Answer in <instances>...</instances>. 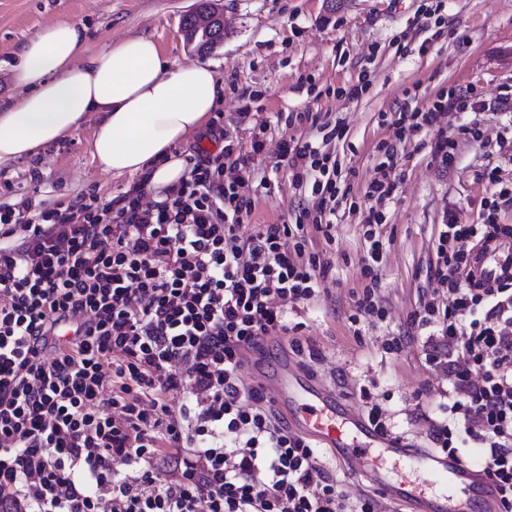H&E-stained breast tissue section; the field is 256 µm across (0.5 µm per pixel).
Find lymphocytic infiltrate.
I'll use <instances>...</instances> for the list:
<instances>
[{
  "mask_svg": "<svg viewBox=\"0 0 512 512\" xmlns=\"http://www.w3.org/2000/svg\"><path fill=\"white\" fill-rule=\"evenodd\" d=\"M472 89L422 106L402 104L406 136L465 111ZM309 137H286L277 159L315 204L294 222L239 229L268 181L265 147L249 151L212 118L216 154L197 149L185 176L145 202L148 176L110 200L80 194L54 209L0 205V512H384L349 496L319 448L277 415L241 369L265 339L290 335L305 353L290 306L314 300L331 269L312 234L332 241L339 196L330 147L345 127L319 112H291ZM368 183L362 273L351 324L381 319L376 294L386 250L381 204L396 188L394 145ZM494 191L483 223L446 215L438 227L437 284L412 315L433 338L430 360L451 384L431 424L437 451L478 453L512 512V283L472 287L476 243L500 232L512 180ZM180 405H171V394Z\"/></svg>",
  "mask_w": 512,
  "mask_h": 512,
  "instance_id": "obj_1",
  "label": "lymphocytic infiltrate"
}]
</instances>
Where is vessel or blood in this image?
Instances as JSON below:
<instances>
[{
	"label": "vessel or blood",
	"mask_w": 512,
	"mask_h": 512,
	"mask_svg": "<svg viewBox=\"0 0 512 512\" xmlns=\"http://www.w3.org/2000/svg\"><path fill=\"white\" fill-rule=\"evenodd\" d=\"M471 272L473 285L481 288L512 280V237L501 233L479 241ZM267 381L294 428L332 451L351 473L364 476L390 500L414 505L416 512H495V482L463 459L379 433L334 394L305 381L291 361L281 360ZM407 461L422 464L428 483L392 477L391 465Z\"/></svg>",
	"instance_id": "vessel-or-blood-1"
}]
</instances>
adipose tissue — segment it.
Masks as SVG:
<instances>
[{"instance_id":"obj_1","label":"adipose tissue","mask_w":512,"mask_h":512,"mask_svg":"<svg viewBox=\"0 0 512 512\" xmlns=\"http://www.w3.org/2000/svg\"><path fill=\"white\" fill-rule=\"evenodd\" d=\"M84 42L80 24L60 21L23 45L13 69L21 93L0 104V164L37 156L93 118L92 154L104 170L149 174L158 192L178 184L185 162L174 147L224 89L214 65L168 63L145 36L95 53Z\"/></svg>"}]
</instances>
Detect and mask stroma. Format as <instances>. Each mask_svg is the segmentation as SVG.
Returning a JSON list of instances; mask_svg holds the SVG:
<instances>
[{"label": "stroma", "mask_w": 512, "mask_h": 512, "mask_svg": "<svg viewBox=\"0 0 512 512\" xmlns=\"http://www.w3.org/2000/svg\"><path fill=\"white\" fill-rule=\"evenodd\" d=\"M196 2L0 0V101L18 93L13 68L21 46L62 20L85 27L90 53L144 35L158 43L168 62H213L224 84L218 109L225 129L246 150L253 128L268 127L269 186L257 193L241 228L245 236L252 225L280 224L313 205L293 188L287 170L274 166L278 142L289 132L285 115L309 110L341 120L346 136L335 154L350 192L336 207L333 243L313 240L316 249L327 251L333 270L319 300L298 308L301 336L317 357L294 354L288 339L272 340L244 366L242 377L260 378L275 359L293 356L307 378L335 390L356 413H363L360 391L368 389L396 432L431 447L423 415L439 402L447 382L426 361V336L410 316L420 296L436 286L428 267L445 212L454 211L459 223H478L481 200L492 190L484 171L497 166L503 179H512V159L487 155L480 143L464 140L447 170L426 145L438 133L454 136L474 121L492 139L512 122V0H213L224 14V41L206 54L193 51L180 30L183 14ZM361 78L368 84L361 99L342 95V88ZM468 86L480 95L475 109L447 113L438 126L396 145L397 188L380 227L386 257L378 295L387 315L351 326L354 299L364 285L365 188L382 160L379 143L395 133L379 115L394 112L409 89L426 103ZM93 135L89 122L34 159L0 165V204L53 209L81 193L110 199L126 191L134 176L105 171L92 156ZM399 335L405 339L401 350H387L388 338Z\"/></svg>", "instance_id": "obj_1"}]
</instances>
